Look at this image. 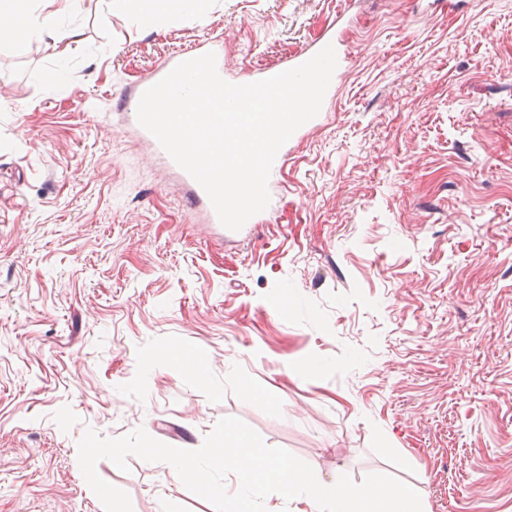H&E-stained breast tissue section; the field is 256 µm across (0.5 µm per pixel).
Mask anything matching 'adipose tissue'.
Masks as SVG:
<instances>
[{
	"label": "adipose tissue",
	"mask_w": 512,
	"mask_h": 512,
	"mask_svg": "<svg viewBox=\"0 0 512 512\" xmlns=\"http://www.w3.org/2000/svg\"><path fill=\"white\" fill-rule=\"evenodd\" d=\"M42 11L37 18H30L23 10L21 0H0V41L15 44L34 39H56L66 36L77 41L79 28L60 30L58 22L72 7L71 0H41ZM108 9L137 16L149 11L154 27L161 28L171 22L173 11L186 17L202 13L201 0H108Z\"/></svg>",
	"instance_id": "1"
}]
</instances>
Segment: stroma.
I'll return each instance as SVG.
<instances>
[{
	"label": "stroma",
	"mask_w": 512,
	"mask_h": 512,
	"mask_svg": "<svg viewBox=\"0 0 512 512\" xmlns=\"http://www.w3.org/2000/svg\"><path fill=\"white\" fill-rule=\"evenodd\" d=\"M205 2L158 29L76 0L81 42L0 43V512H104L85 429L194 450L225 417L323 481L512 512V0ZM337 16L330 124L257 238L215 245L121 91L217 31L233 75L274 66ZM129 464L96 470L133 512H214Z\"/></svg>",
	"instance_id": "1"
}]
</instances>
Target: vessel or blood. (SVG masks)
<instances>
[{"mask_svg":"<svg viewBox=\"0 0 512 512\" xmlns=\"http://www.w3.org/2000/svg\"><path fill=\"white\" fill-rule=\"evenodd\" d=\"M347 25L345 21H337L331 25L326 32V42L332 45L337 58V67L332 75L330 84L323 99V104L317 116L300 126L290 137V139L281 147L271 169V175L268 181V190L270 194H277L282 190V184L278 179L279 173L284 168L291 154L302 140L308 137L313 131L327 126L332 118L330 105L333 102L336 91L340 87L342 77L347 70V54L343 48V33ZM320 50L319 45H311L298 53L290 55L284 61L275 67L267 68L259 72V79H266L289 69L295 68L310 58ZM214 53L216 58H223L224 47L221 40L211 39L205 42L193 44L189 49L180 54L171 56L164 60L155 70L144 76L139 83L130 89L123 90L120 99L124 104L123 110L119 115L121 127L129 134L135 136L140 142L144 143L151 154L158 159L165 168L172 171L177 179L178 185L185 193L186 197L193 203L198 214L199 223L205 224L210 229L212 235L221 242H251L253 234L260 221L259 216L249 218L240 230L233 231L221 224L218 216L211 204L210 199L203 188L196 180L182 169L162 148L157 139L144 127H142L136 116L137 106L142 94L149 87L162 80L177 64L202 56L206 53Z\"/></svg>","mask_w":512,"mask_h":512,"instance_id":"1","label":"vessel or blood"}]
</instances>
